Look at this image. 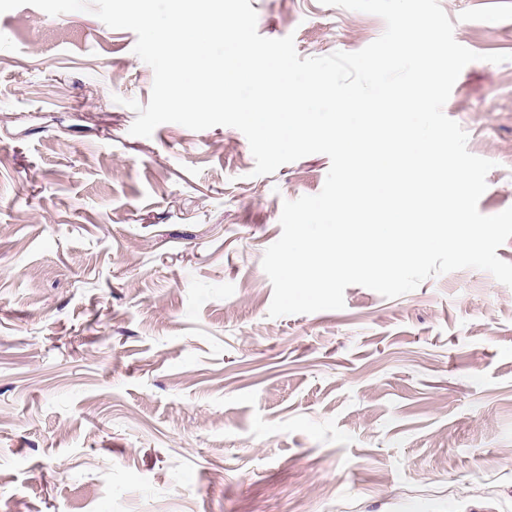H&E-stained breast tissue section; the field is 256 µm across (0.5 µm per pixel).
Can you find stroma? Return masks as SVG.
Instances as JSON below:
<instances>
[{
  "mask_svg": "<svg viewBox=\"0 0 512 512\" xmlns=\"http://www.w3.org/2000/svg\"><path fill=\"white\" fill-rule=\"evenodd\" d=\"M479 53L443 111L512 207V0H439ZM300 58L379 16L250 0ZM136 35L0 13V512H512V288L463 269L269 317L282 204L330 160L254 175L244 134L159 125ZM492 53L507 55L493 64Z\"/></svg>",
  "mask_w": 512,
  "mask_h": 512,
  "instance_id": "35a3bbf8",
  "label": "stroma"
}]
</instances>
